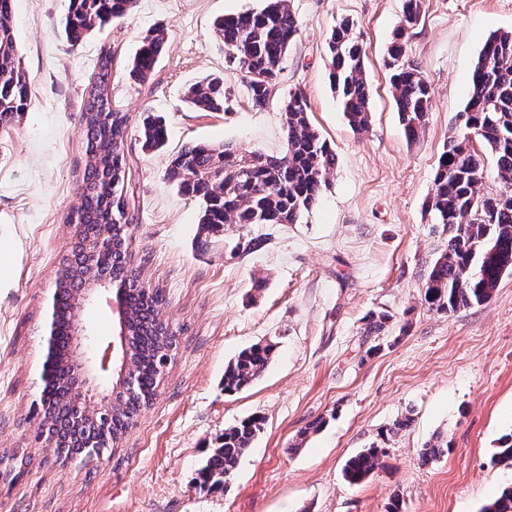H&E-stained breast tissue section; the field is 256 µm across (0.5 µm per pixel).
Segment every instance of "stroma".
Wrapping results in <instances>:
<instances>
[{"label":"stroma","instance_id":"obj_1","mask_svg":"<svg viewBox=\"0 0 512 512\" xmlns=\"http://www.w3.org/2000/svg\"><path fill=\"white\" fill-rule=\"evenodd\" d=\"M404 0H290L301 32L265 109L224 58L217 18L261 10L266 0H136L124 18L76 45L62 42L64 0H13V29L31 103L0 129V459L25 458L0 482V512H481L512 484L495 461L512 432V273L483 305L452 313L422 303L425 275L447 242L427 208L438 159L467 102L484 41L512 31V0H424L406 35L407 57L432 91L427 126L405 138L383 65ZM353 21L365 51L372 109L353 131L327 79L328 39ZM168 43L147 82L129 75L141 38ZM115 53L113 102L130 115L122 149L130 167V262L161 309L178 350L153 403L122 448L64 463L39 435L46 332L59 262L80 203V109L102 46ZM214 74L231 112L186 109L185 89ZM302 91L313 127L337 155L319 205L299 224H258L255 252L227 246L235 230L207 236L199 204L167 177L189 143L242 152L286 150L283 102ZM165 117L166 146L143 150L145 112ZM262 290H255L256 280ZM388 315L379 335L364 318ZM274 358L249 388L225 394L224 366L260 341ZM259 416L264 429L224 490L196 470L225 426ZM411 423L392 432L401 418ZM317 432H309L313 422ZM448 442L436 461L420 455ZM384 453L362 483L343 477L363 448Z\"/></svg>","mask_w":512,"mask_h":512}]
</instances>
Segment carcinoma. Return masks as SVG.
Returning <instances> with one entry per match:
<instances>
[{
    "mask_svg": "<svg viewBox=\"0 0 512 512\" xmlns=\"http://www.w3.org/2000/svg\"><path fill=\"white\" fill-rule=\"evenodd\" d=\"M13 0H0V126L13 123L30 103V83L22 69L11 25ZM423 0H404L403 23L412 28L421 16ZM133 0H68L62 35L72 44L100 32L132 7ZM290 0H267L258 12L224 15L214 32L224 44V56L247 79L252 107H264L276 85L288 48L299 34ZM168 41L164 27L144 36L132 62L131 75L140 82L151 77ZM331 88L338 93L349 126L356 132L370 124V90L364 71V51L350 20L337 24L328 43ZM114 56L98 58L81 109L84 147L80 171V204L65 221L75 227V240L59 269L52 320L59 339L57 357L42 391L44 415L55 421L73 414L71 395L77 361L70 333L82 295L103 276L124 289L120 329L132 349L135 386L112 377V407L107 427L86 416L80 427L119 447L145 405L155 398L165 351L173 331L158 316L160 288L144 289L128 258L129 219L124 196L129 167L122 144L129 116L112 103L109 88ZM384 66L390 72L393 100L405 137L419 139L431 103V89L417 67L406 60L405 38L398 32L387 49ZM470 95L463 109L467 125L448 136L434 176L428 207L448 231V242L432 263L422 285L428 309L454 312L488 302L504 274L512 272V32L491 34L469 76ZM184 101L205 112L232 107L224 79L210 75L192 83ZM287 148L281 156L236 154L224 145L190 144L172 155L170 180L197 198L202 206L204 233L212 235L226 224H299L319 203L328 176L336 169V153L311 127L307 98L301 91L284 101ZM478 139L494 156L504 189L479 193L482 159L470 143ZM141 137L147 151L162 149L168 139L166 120L149 115ZM111 232L109 247L91 254L101 233ZM275 352L272 343L242 350L224 368V391H240L266 371ZM252 417L224 428L219 445L198 469L201 484L223 487L241 458L263 431ZM383 449L365 448L352 456L344 478L358 484L376 468ZM481 512H512V486L486 504Z\"/></svg>",
    "mask_w": 512,
    "mask_h": 512,
    "instance_id": "obj_1",
    "label": "carcinoma"
}]
</instances>
